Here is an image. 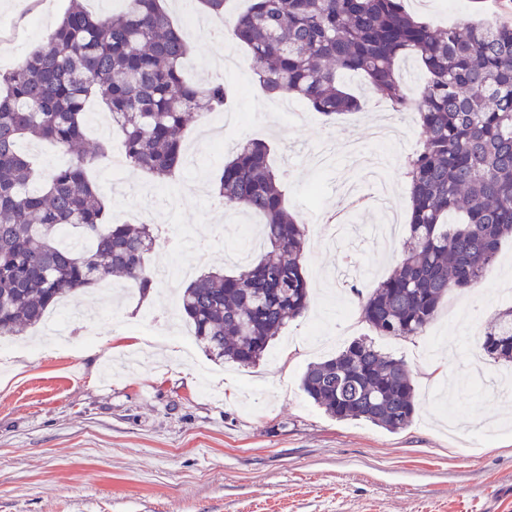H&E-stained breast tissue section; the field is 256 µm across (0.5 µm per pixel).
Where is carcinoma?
<instances>
[{
    "label": "carcinoma",
    "instance_id": "carcinoma-1",
    "mask_svg": "<svg viewBox=\"0 0 512 512\" xmlns=\"http://www.w3.org/2000/svg\"><path fill=\"white\" fill-rule=\"evenodd\" d=\"M117 13L72 0L45 42L0 70V337L42 323L62 299L107 277L141 296L156 285L146 258L147 224H114L89 171L108 155L86 137V105L99 98L121 129L125 165L172 185L191 120L224 109L229 89L189 80V34L161 0H125ZM245 47L260 86L306 101L329 119L360 109L343 78L419 117L420 149L408 161L411 212L404 258L359 304L379 336H420L451 290L470 288L512 236V23L480 15L448 27L413 16L405 0H250L228 27ZM418 61L416 97L397 63ZM49 140L69 154L39 186L20 144ZM268 146L237 145L214 187L232 207L264 218L269 251L231 273L199 275L180 295L195 340L215 363L255 364L307 308V224L285 207ZM79 232L70 247L62 227ZM495 361L512 362V306L478 337ZM301 388L338 420L388 432L407 428L415 389L406 362L359 339L309 366Z\"/></svg>",
    "mask_w": 512,
    "mask_h": 512
}]
</instances>
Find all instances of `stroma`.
<instances>
[{"label": "stroma", "instance_id": "35a3bbf8", "mask_svg": "<svg viewBox=\"0 0 512 512\" xmlns=\"http://www.w3.org/2000/svg\"><path fill=\"white\" fill-rule=\"evenodd\" d=\"M436 26L475 15L478 7L512 21V0H405ZM68 0H0V32L12 40L0 69L12 68L55 25ZM174 22L186 24L193 51L185 73L232 91L224 124L211 114L184 137L185 165L175 192H162L128 168L107 161L92 176L116 224H153L152 270L194 261L207 240L206 270H234L262 219L217 201L196 181L212 183L226 154L204 132L220 124L226 137L268 143L284 172L290 211L313 228L303 266L311 286L307 312L291 321L251 366L219 364L203 349L173 358L164 337L170 293L184 279L158 282L148 297L123 283L71 296L79 323L67 348L39 347L40 328L0 340L35 346L25 359L0 355V512H512V405L497 394L512 366L482 356L476 340L500 309L512 306V238L473 287L449 293L423 335H376L358 317L357 291L383 280L404 245L372 243L384 214L364 205L345 232L327 218L342 208V183L368 189L347 141L368 143L387 105L367 82L347 84L360 111L335 122L292 97L295 116L272 118L266 96L242 49L219 42L208 17L167 0ZM233 51L237 69L210 71L211 59ZM420 129L407 113L400 140L385 145L394 160L393 210L407 216L405 160ZM364 339L405 359L417 407L406 429L388 432L363 420H338L304 394L301 378L321 361L313 331Z\"/></svg>", "mask_w": 512, "mask_h": 512}]
</instances>
